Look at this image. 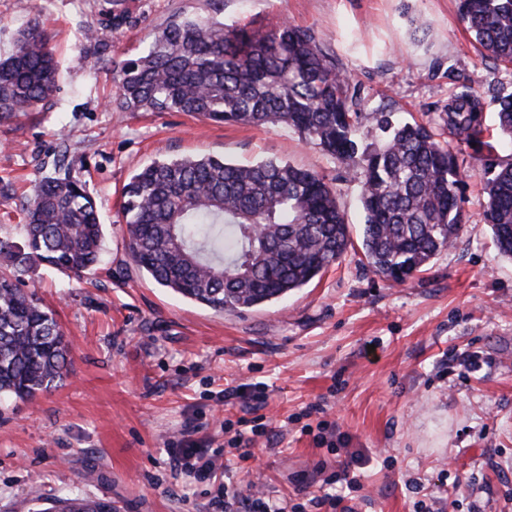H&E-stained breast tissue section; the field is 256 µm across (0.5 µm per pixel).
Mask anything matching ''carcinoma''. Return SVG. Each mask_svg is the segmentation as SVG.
Returning <instances> with one entry per match:
<instances>
[{
	"label": "carcinoma",
	"instance_id": "1",
	"mask_svg": "<svg viewBox=\"0 0 512 512\" xmlns=\"http://www.w3.org/2000/svg\"><path fill=\"white\" fill-rule=\"evenodd\" d=\"M459 14L484 53L512 67V0H459ZM120 112H186L215 122L285 124L359 180L365 212L361 250L378 277L402 283L462 231L458 155L443 135L479 151L484 98L464 91L442 112L399 123L366 111L349 74L314 29L177 17L147 52L120 62ZM57 89V63L36 23L0 59V121L36 108ZM496 130L512 142V93L497 94ZM375 121L382 138L362 146ZM485 223L500 256L512 260V163L485 184ZM124 237L133 261L158 285L215 312L258 308L287 296L339 262L352 245L336 189L316 172L277 160L222 157L156 160L123 190ZM21 241L0 236V263H36L75 277L97 266L104 241L86 183L69 175L33 185ZM70 365L60 324L33 291L0 273V397L32 399L63 380ZM37 512H114L112 501L58 498Z\"/></svg>",
	"mask_w": 512,
	"mask_h": 512
}]
</instances>
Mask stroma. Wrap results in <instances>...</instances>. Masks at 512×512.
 <instances>
[{
    "label": "stroma",
    "mask_w": 512,
    "mask_h": 512,
    "mask_svg": "<svg viewBox=\"0 0 512 512\" xmlns=\"http://www.w3.org/2000/svg\"><path fill=\"white\" fill-rule=\"evenodd\" d=\"M176 16L314 28L367 109L409 119L464 89L512 92V69L472 47L457 0H0V57L36 19L60 66L47 108L0 124V236L23 223L35 182L65 173L85 181L105 231L83 279L43 264L19 275L55 311L71 366L33 400L0 401V512L69 493L117 512H224L171 465L191 424L222 449L233 484H265L292 507L319 492L321 463L360 474L354 512H512V261L483 221L484 159L460 154L463 232L405 283L366 270L354 248L261 308L222 314L184 299L132 262L123 236L122 189L152 161L279 159L335 181L352 236L365 214L358 184L287 126L114 111L118 83L93 69L96 54L140 55ZM235 387L262 397L245 463L233 443L242 403L224 398Z\"/></svg>",
    "instance_id": "1"
}]
</instances>
